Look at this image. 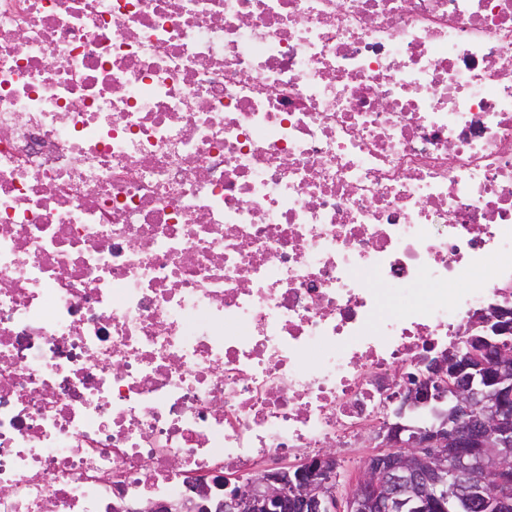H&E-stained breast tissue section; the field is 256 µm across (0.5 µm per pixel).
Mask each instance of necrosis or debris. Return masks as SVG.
Returning <instances> with one entry per match:
<instances>
[{
  "instance_id": "1",
  "label": "necrosis or debris",
  "mask_w": 512,
  "mask_h": 512,
  "mask_svg": "<svg viewBox=\"0 0 512 512\" xmlns=\"http://www.w3.org/2000/svg\"><path fill=\"white\" fill-rule=\"evenodd\" d=\"M512 302V0H0V512L353 455Z\"/></svg>"
}]
</instances>
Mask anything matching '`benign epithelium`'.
I'll return each mask as SVG.
<instances>
[{
    "label": "benign epithelium",
    "instance_id": "benign-epithelium-1",
    "mask_svg": "<svg viewBox=\"0 0 512 512\" xmlns=\"http://www.w3.org/2000/svg\"><path fill=\"white\" fill-rule=\"evenodd\" d=\"M455 349L425 363L392 400L391 421L345 498V512H491L509 505L512 487V309L492 307L474 319ZM336 455L246 478L185 482L179 504L148 500L114 512H337Z\"/></svg>",
    "mask_w": 512,
    "mask_h": 512
}]
</instances>
